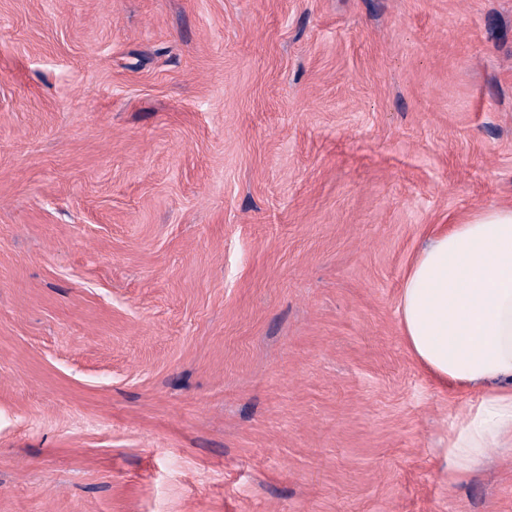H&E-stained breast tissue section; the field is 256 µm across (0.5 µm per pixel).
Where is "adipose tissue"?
Instances as JSON below:
<instances>
[{"label": "adipose tissue", "mask_w": 512, "mask_h": 512, "mask_svg": "<svg viewBox=\"0 0 512 512\" xmlns=\"http://www.w3.org/2000/svg\"><path fill=\"white\" fill-rule=\"evenodd\" d=\"M396 314L414 360L440 385L477 392L448 429V471L512 456V206L479 209L429 238Z\"/></svg>", "instance_id": "adipose-tissue-1"}]
</instances>
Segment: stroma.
<instances>
[{"label": "stroma", "mask_w": 512, "mask_h": 512, "mask_svg": "<svg viewBox=\"0 0 512 512\" xmlns=\"http://www.w3.org/2000/svg\"><path fill=\"white\" fill-rule=\"evenodd\" d=\"M512 203V0H0V512H512L410 356Z\"/></svg>", "instance_id": "35a3bbf8"}]
</instances>
